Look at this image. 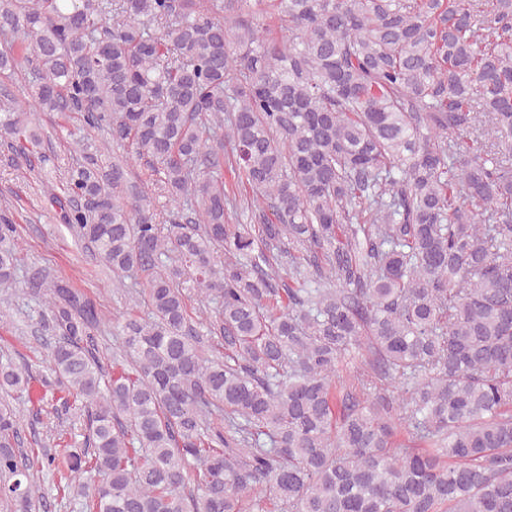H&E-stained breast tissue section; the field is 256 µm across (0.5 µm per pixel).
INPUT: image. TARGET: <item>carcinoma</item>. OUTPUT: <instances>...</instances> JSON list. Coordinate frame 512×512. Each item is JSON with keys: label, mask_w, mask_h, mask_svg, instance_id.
Instances as JSON below:
<instances>
[{"label": "carcinoma", "mask_w": 512, "mask_h": 512, "mask_svg": "<svg viewBox=\"0 0 512 512\" xmlns=\"http://www.w3.org/2000/svg\"><path fill=\"white\" fill-rule=\"evenodd\" d=\"M0 39L8 160L78 115L48 201L146 308L29 278L3 512L45 470L78 512H512V0H0ZM20 250L1 213L0 292ZM48 391L24 448L8 397ZM31 80L29 70L23 68L11 79L0 78V100H12L21 109H35L33 100L27 95L26 87Z\"/></svg>", "instance_id": "obj_1"}]
</instances>
